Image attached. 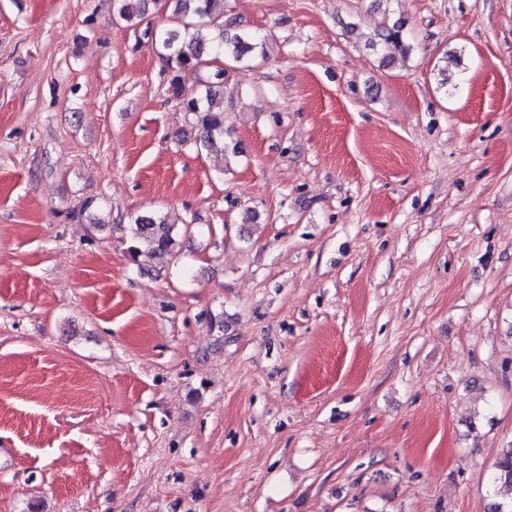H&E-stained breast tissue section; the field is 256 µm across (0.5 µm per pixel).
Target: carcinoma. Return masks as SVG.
<instances>
[{
  "mask_svg": "<svg viewBox=\"0 0 512 512\" xmlns=\"http://www.w3.org/2000/svg\"><path fill=\"white\" fill-rule=\"evenodd\" d=\"M158 6L170 11L171 24L155 34V43L166 65L175 72L171 91L182 110L193 116L200 141L206 143L224 135V93L218 91L224 86V69L210 72L211 82L203 93L188 91L182 75L208 69L220 58L240 63L260 44L252 34L234 32L224 22V0H115L117 19L128 25L142 20L150 9ZM379 38L389 49L409 51L400 22L385 26ZM177 234L176 225L167 223L157 213L139 216L131 225V257L137 260L157 254L172 255ZM491 483L512 487V445L499 453Z\"/></svg>",
  "mask_w": 512,
  "mask_h": 512,
  "instance_id": "cac0c4a2",
  "label": "carcinoma"
}]
</instances>
